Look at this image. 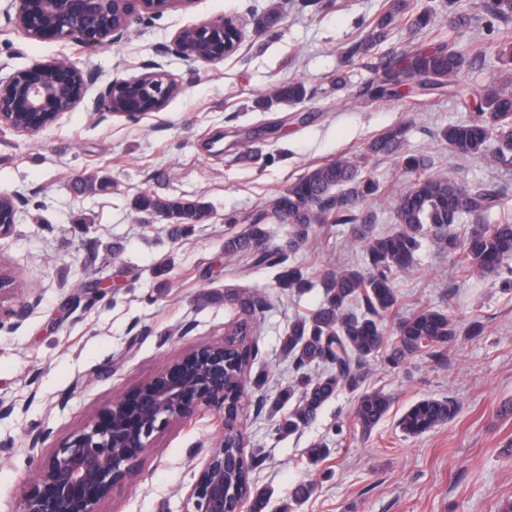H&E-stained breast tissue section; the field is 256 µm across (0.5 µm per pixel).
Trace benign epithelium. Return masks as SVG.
<instances>
[{
    "instance_id": "1",
    "label": "benign epithelium",
    "mask_w": 512,
    "mask_h": 512,
    "mask_svg": "<svg viewBox=\"0 0 512 512\" xmlns=\"http://www.w3.org/2000/svg\"><path fill=\"white\" fill-rule=\"evenodd\" d=\"M191 0H13L15 27L36 39L76 41L100 47L121 40L132 24ZM239 22L230 17L181 28L174 52L192 63L215 65L238 48ZM95 74L67 60L36 62L0 77V127L38 134L79 105L93 112H119L137 119L159 112L179 91L159 63L137 76L115 80L88 96ZM40 298L20 287L0 267V330L19 328ZM225 345L191 348L132 390L100 407L50 453L32 456L36 478L19 490L11 512H99L100 504L140 473L156 434L204 410L227 414L224 399ZM185 512H240L229 507L237 494L224 480L220 442L197 463Z\"/></svg>"
}]
</instances>
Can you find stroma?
<instances>
[{
    "label": "stroma",
    "mask_w": 512,
    "mask_h": 512,
    "mask_svg": "<svg viewBox=\"0 0 512 512\" xmlns=\"http://www.w3.org/2000/svg\"><path fill=\"white\" fill-rule=\"evenodd\" d=\"M414 5L436 10L435 32L455 34L467 58L459 82L479 92L501 81L497 51L511 21L454 31L448 0ZM384 7L385 0H194L133 25L116 44L89 49L24 35L10 0H0L1 75L65 59L95 70L100 91L158 62L179 86L164 110L137 120L78 107L34 137L0 132V194L17 197L19 208L13 233L0 239V266L41 297L20 328L0 331V402L14 407L0 418V446L12 449L0 459V512H11L35 474L32 429L49 430L41 450L50 452L182 351L222 342L239 317L224 301L231 293L264 302L253 317V370L266 379L248 388L240 422L254 486L269 496L265 512H500L512 502V412L503 411L512 405L511 277H453L447 252L424 237L413 271L395 283L402 304L383 323L387 341L399 318L423 307L444 310L462 329L480 320L484 335L459 337L442 355L421 353L396 368L368 359L362 390L392 398L371 433L357 425L358 395L346 389L315 422L282 435L275 403L293 378L283 342L297 316L322 304L324 290L317 282L294 295L279 288L278 268L224 252L226 238L258 220L267 229L265 249L285 246L291 225L273 215V201L300 176L342 157L362 161L363 175L382 186L362 203L376 217L374 234L394 231L405 185L398 158H368L364 149L400 125L404 152L427 156L444 176L504 187L512 209V165L491 167L440 144L441 128L469 118L451 99L405 93L357 103L389 53L430 41L401 26L345 66V51ZM273 8L281 23L260 31L255 19ZM220 16L243 25L239 47L223 62L207 66L170 53L179 29ZM342 68L348 84L340 89L335 74ZM291 81L306 86L304 102L275 98ZM93 174L103 188L81 191ZM143 194L198 200L209 216L176 234L163 217L135 209ZM364 256L350 225L315 224L289 260L312 275L362 265ZM427 396L455 399L459 415L406 435L400 418ZM221 436V420L209 410L159 433L139 476L100 512H185L194 463ZM316 443L330 452L313 466L305 451ZM301 483L315 490L297 504L291 493Z\"/></svg>",
    "instance_id": "1"
}]
</instances>
